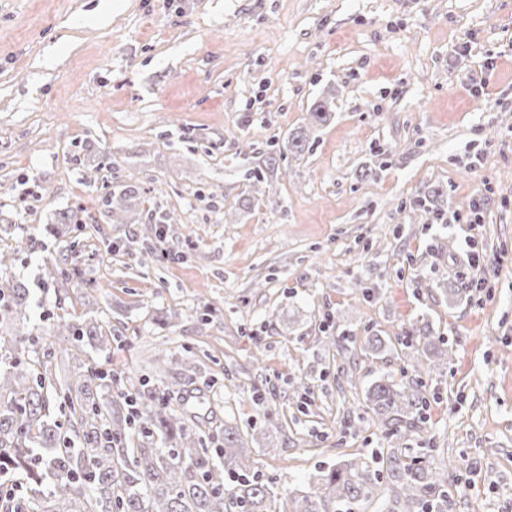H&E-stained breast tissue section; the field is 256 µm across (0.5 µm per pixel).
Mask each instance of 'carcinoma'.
<instances>
[{"label": "carcinoma", "mask_w": 512, "mask_h": 512, "mask_svg": "<svg viewBox=\"0 0 512 512\" xmlns=\"http://www.w3.org/2000/svg\"><path fill=\"white\" fill-rule=\"evenodd\" d=\"M331 114V103L321 100L307 112L308 124L321 126ZM138 195V185L125 182L103 197L102 206L113 215L127 213ZM45 267L59 288L75 277L53 260ZM27 300L20 282L0 280V322L25 316ZM56 332L103 340L92 321L62 323ZM407 335L425 340L430 369L448 364L444 340L428 326ZM26 354L22 340L0 363V478L21 473L29 489L15 498L12 512H340L371 503L385 478L399 512H448V471L395 453L384 470L343 460L320 472L318 493L277 498L254 470L251 448L235 428H224V447L205 448L183 418L132 376L123 377L116 397L102 403L93 394L99 377L81 365L61 380L60 396L50 365L35 370ZM366 403L388 436L396 437L424 398L417 389L400 391L380 379L368 389Z\"/></svg>", "instance_id": "1"}]
</instances>
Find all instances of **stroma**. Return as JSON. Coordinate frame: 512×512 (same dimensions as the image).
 <instances>
[{
    "label": "stroma",
    "mask_w": 512,
    "mask_h": 512,
    "mask_svg": "<svg viewBox=\"0 0 512 512\" xmlns=\"http://www.w3.org/2000/svg\"><path fill=\"white\" fill-rule=\"evenodd\" d=\"M100 2L0 0V279L32 295L0 356L42 325L32 363L169 389L283 494L426 442L451 512H512V0H114L95 22ZM326 96L256 190L246 171ZM130 177L134 216L106 218ZM438 191V217L412 213ZM49 256L81 280L55 289ZM87 319L104 344L46 332ZM422 323L448 349L432 373L405 346ZM382 375L427 400L401 439L365 404Z\"/></svg>",
    "instance_id": "1"
}]
</instances>
